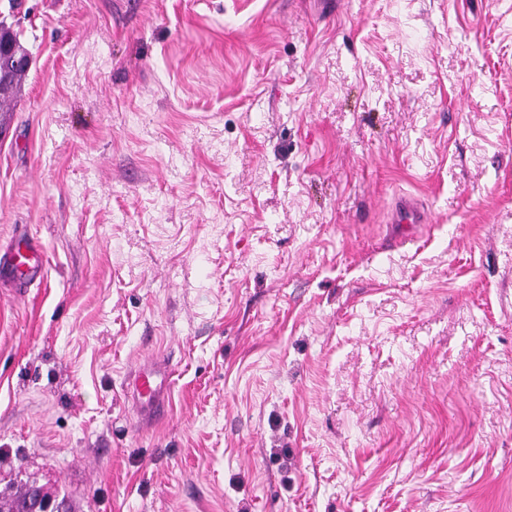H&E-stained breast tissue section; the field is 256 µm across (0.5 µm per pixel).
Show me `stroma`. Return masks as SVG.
Here are the masks:
<instances>
[{
  "label": "stroma",
  "instance_id": "stroma-1",
  "mask_svg": "<svg viewBox=\"0 0 512 512\" xmlns=\"http://www.w3.org/2000/svg\"><path fill=\"white\" fill-rule=\"evenodd\" d=\"M0 491L512 512V0H0ZM414 201L424 224L396 221ZM164 355L167 416L129 378ZM0 108L10 105L31 67V55L18 31L0 23ZM44 254L29 237H22L5 250L0 249V269H7L25 288L34 284L32 274L43 265Z\"/></svg>",
  "mask_w": 512,
  "mask_h": 512
}]
</instances>
